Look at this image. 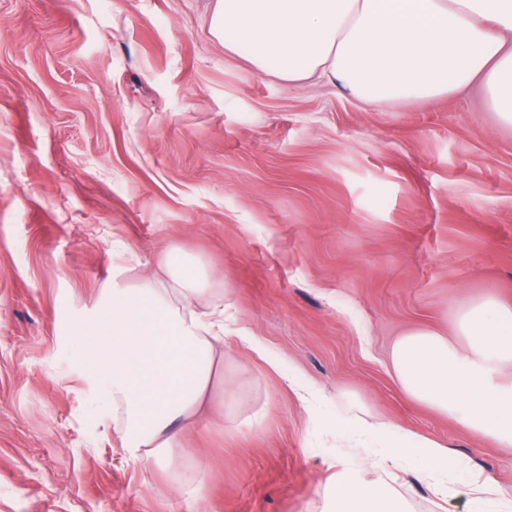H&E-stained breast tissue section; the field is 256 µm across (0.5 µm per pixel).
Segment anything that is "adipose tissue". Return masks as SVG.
<instances>
[{"mask_svg":"<svg viewBox=\"0 0 512 512\" xmlns=\"http://www.w3.org/2000/svg\"><path fill=\"white\" fill-rule=\"evenodd\" d=\"M210 29L225 53H245L261 74L287 84L323 80L362 103L401 104L456 94L482 81L501 126L512 128V0H215ZM163 274L129 284L112 266V293L70 324L76 362L90 396L112 410L127 459L179 463L182 438L203 417L223 426L212 387L225 366L224 340L239 342L279 369L263 341L232 332L226 292L208 285L197 257L171 248ZM393 376L412 399L454 419L473 437L512 450V305L491 295L460 309L454 335L428 329L401 336ZM336 432L371 449L382 474L353 473L328 488L327 512H409L387 478L415 465L439 497L463 485L475 512H512V494L465 466L446 445L371 419H338Z\"/></svg>","mask_w":512,"mask_h":512,"instance_id":"1","label":"adipose tissue"}]
</instances>
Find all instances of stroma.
I'll return each instance as SVG.
<instances>
[{
	"mask_svg": "<svg viewBox=\"0 0 512 512\" xmlns=\"http://www.w3.org/2000/svg\"><path fill=\"white\" fill-rule=\"evenodd\" d=\"M214 0H0V512H323L332 476L378 473L329 423L350 403L447 445L512 491V452L410 399L390 366L407 331L453 332L512 303V129L481 82L369 107L288 86L210 33ZM228 288L237 325L320 387L308 411L241 349L236 425L188 436L178 470L128 463L74 371L66 321L156 274L169 246ZM263 411L261 422L244 418ZM410 512H468L414 466Z\"/></svg>",
	"mask_w": 512,
	"mask_h": 512,
	"instance_id": "1",
	"label": "stroma"
}]
</instances>
